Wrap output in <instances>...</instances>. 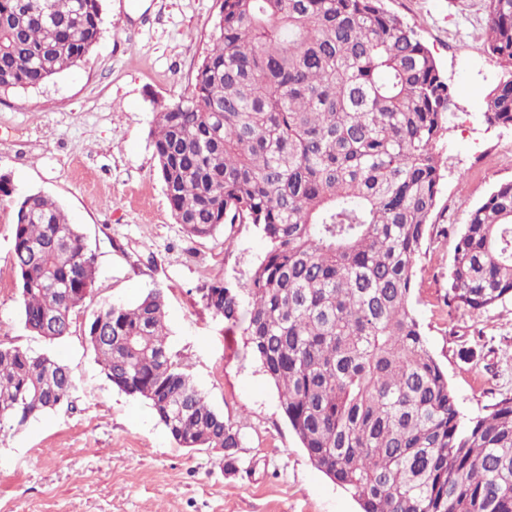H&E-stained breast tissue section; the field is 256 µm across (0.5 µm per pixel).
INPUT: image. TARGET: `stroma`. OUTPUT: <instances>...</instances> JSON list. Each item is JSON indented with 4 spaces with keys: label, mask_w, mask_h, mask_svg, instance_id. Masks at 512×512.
<instances>
[{
    "label": "stroma",
    "mask_w": 512,
    "mask_h": 512,
    "mask_svg": "<svg viewBox=\"0 0 512 512\" xmlns=\"http://www.w3.org/2000/svg\"><path fill=\"white\" fill-rule=\"evenodd\" d=\"M415 27L451 88L455 108L440 152L437 222L413 303L462 413L512 394V303L475 316L443 302L453 231L512 180V127L489 124L484 99L512 67L487 54L485 0H384ZM219 0H102V34L88 58L37 88L0 94V340L66 364L68 404L0 435V512H359L310 461L276 387L202 301L215 281L244 284L267 250L249 224L188 238L157 173L156 112L191 90L211 48ZM40 193L76 224L96 259L93 291L55 342L23 323L13 269L16 199ZM167 296L168 343L208 403L242 436L229 470L215 448L179 447L142 399L112 388L84 329L104 304Z\"/></svg>",
    "instance_id": "stroma-1"
}]
</instances>
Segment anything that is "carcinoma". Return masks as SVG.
Here are the masks:
<instances>
[{
	"instance_id": "carcinoma-1",
	"label": "carcinoma",
	"mask_w": 512,
	"mask_h": 512,
	"mask_svg": "<svg viewBox=\"0 0 512 512\" xmlns=\"http://www.w3.org/2000/svg\"><path fill=\"white\" fill-rule=\"evenodd\" d=\"M486 10L485 50L512 67V0ZM101 25V0H0V92L83 62ZM211 41L191 94L155 115L158 176L189 238L251 224L268 249L245 286L206 285L205 307L245 323L312 464L361 512H512V396L465 416L412 304L454 106L431 51L383 0H220ZM485 116L512 126V77ZM13 265L25 328L68 335L95 257L46 196L16 203ZM507 302L512 180L455 232L446 295L469 313ZM85 335L112 387L146 401L176 444L221 448L237 468L240 429L172 354L163 290L100 306ZM72 388L56 356L0 341V431Z\"/></svg>"
}]
</instances>
